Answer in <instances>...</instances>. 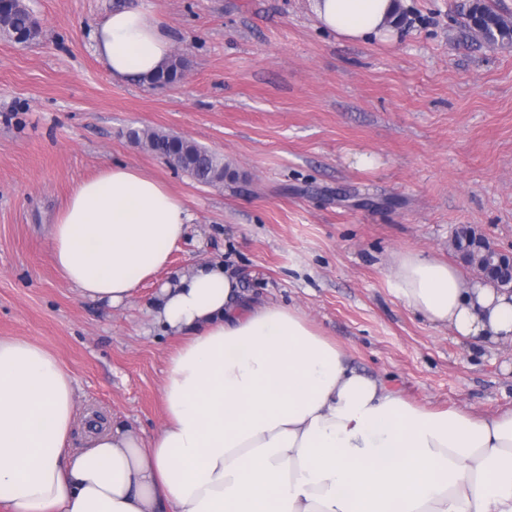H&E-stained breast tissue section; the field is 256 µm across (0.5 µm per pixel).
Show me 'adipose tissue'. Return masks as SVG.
I'll use <instances>...</instances> for the list:
<instances>
[{
	"label": "adipose tissue",
	"mask_w": 512,
	"mask_h": 512,
	"mask_svg": "<svg viewBox=\"0 0 512 512\" xmlns=\"http://www.w3.org/2000/svg\"><path fill=\"white\" fill-rule=\"evenodd\" d=\"M318 26L391 42L400 0H312ZM113 78L164 67L173 38L142 5L93 24ZM194 219L162 181L113 164L76 183L48 239L84 298L117 306L165 268ZM398 295L478 346L512 344V294L420 252ZM154 320L177 340L150 438L115 425L73 444L76 385L47 348L0 337V512H512V410L476 417L407 401L353 368L295 307L242 302L203 263L162 285Z\"/></svg>",
	"instance_id": "obj_1"
}]
</instances>
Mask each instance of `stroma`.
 I'll return each instance as SVG.
<instances>
[{"label": "stroma", "instance_id": "1", "mask_svg": "<svg viewBox=\"0 0 512 512\" xmlns=\"http://www.w3.org/2000/svg\"><path fill=\"white\" fill-rule=\"evenodd\" d=\"M471 2L404 0L397 39L378 44L320 30L310 0H29L39 39H0V336L43 345L72 374L77 440L94 414L157 432L175 341L152 296L215 261L247 302L299 308L413 404L512 409V346L434 328L391 274L408 251L458 262L461 225L512 247V46L474 37ZM139 3L171 31L182 81L117 80L95 54L91 26ZM144 127L220 153L238 179L194 182L129 139ZM357 151L377 166L357 168ZM112 163L162 180L194 216L170 265L118 307L81 297L47 249L72 187Z\"/></svg>", "mask_w": 512, "mask_h": 512}]
</instances>
